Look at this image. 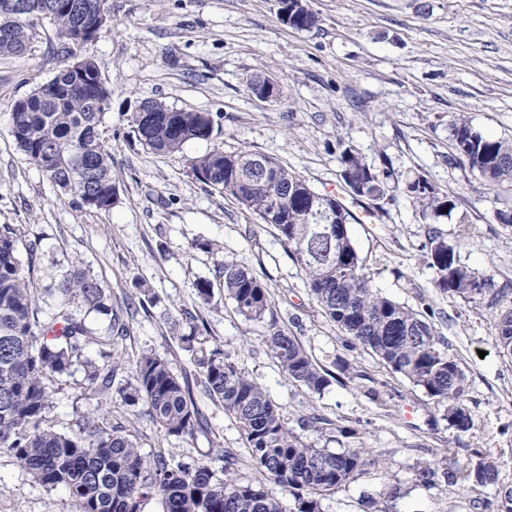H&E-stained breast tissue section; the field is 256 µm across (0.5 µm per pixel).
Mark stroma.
<instances>
[{
    "instance_id": "stroma-1",
    "label": "stroma",
    "mask_w": 512,
    "mask_h": 512,
    "mask_svg": "<svg viewBox=\"0 0 512 512\" xmlns=\"http://www.w3.org/2000/svg\"><path fill=\"white\" fill-rule=\"evenodd\" d=\"M306 4L319 19L309 30L283 22L278 0H107L112 26L89 48L112 90L102 132L117 200L107 212L60 196L9 133L15 101L58 66L56 29L43 21L31 55L0 58V225L40 239L30 276L41 307L57 305L56 282L80 268L101 282L114 309L132 310L115 387L130 379L144 350L198 385L182 339L200 318L207 350L235 355L290 424L321 418L350 428L337 442L305 433L316 447L362 448L377 460L328 497L323 512H380L393 487L401 490L396 512H484L487 489L421 486L414 471L448 457L471 466L487 459L512 486V358L497 349L493 310L440 292L424 255L427 230L437 228L455 244L460 266L512 289V224L495 217L512 213V186L489 185L455 162L448 138L449 117L462 113L484 136L512 140V0ZM257 74L278 82L277 99L249 92ZM145 101L210 113L212 140L189 142L172 156L144 150L128 135V117ZM340 138L375 166L390 163L404 182L427 176L453 209L422 211L404 188L378 202L354 199L340 177ZM216 146L274 156L339 198L354 217L350 233L374 287L426 314L463 369L468 431L450 428L442 406L372 354L347 349V336L317 306L276 230L196 179L191 160ZM228 256L265 285L271 306L263 321H244L225 298L217 270ZM203 280L211 283L206 301L197 289ZM273 327L297 336L326 369L349 361L358 378L318 394L289 382L264 343ZM81 379L77 370L51 387L47 417L57 432L71 433L80 415L96 409L82 398ZM371 388L378 399L369 398ZM195 399L210 432L190 441L165 438L146 410L133 415L116 404L111 411L132 417L143 455L187 460L233 451L241 479L292 508L288 491L256 472L223 406L200 393ZM0 512L78 507L63 489L32 485L0 452Z\"/></svg>"
}]
</instances>
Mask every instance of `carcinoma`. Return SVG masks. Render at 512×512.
Listing matches in <instances>:
<instances>
[{
  "instance_id": "1",
  "label": "carcinoma",
  "mask_w": 512,
  "mask_h": 512,
  "mask_svg": "<svg viewBox=\"0 0 512 512\" xmlns=\"http://www.w3.org/2000/svg\"><path fill=\"white\" fill-rule=\"evenodd\" d=\"M25 16L0 12V57L24 59L32 52L37 24L47 19L57 31L60 66L51 79L18 99L11 112L10 134L18 151L36 165L64 195L82 207L108 211L116 203L112 187V154L101 126L111 91L98 65L86 56L87 76L69 72L71 47L77 42L80 17L62 8L47 9L59 0H24ZM86 6V23L108 13L106 0H77ZM288 24L309 30L318 18L306 7L288 17ZM147 111L131 113L128 135L160 155H174L190 141H208L214 133L207 112L176 109L148 101ZM456 155L494 185H512V142L476 131L463 115L448 120ZM340 151L341 177L351 195L371 201L387 197L399 182L394 169L375 167L350 146ZM264 169L254 171L249 162ZM193 175L273 226L289 256L300 266L311 296L323 313L347 335L351 347L371 351L392 372L445 405L444 417L458 432L470 427L464 407V371L448 355L443 340L425 315L382 294L364 271L349 232L352 215L338 198L316 191L302 176L277 158L257 152H226L215 147L191 160ZM406 192L425 210L441 213L453 202L439 196L423 175L407 182ZM332 214L336 238L328 244L311 233L313 212ZM19 235L0 226V452L10 453L32 484L65 488L79 512H143L145 501L159 496L163 512H284L282 503L252 482L234 477L238 457L222 451L190 462L163 453L140 452L133 421L112 423L109 414L81 417L77 430L59 433L47 426L49 382L82 369L80 388L89 399L111 398L117 372L124 369L118 343L128 333L100 282L73 269L56 283L64 298L41 314L36 287L19 259ZM427 264L435 272V288L466 300L486 299L499 309L494 316L496 343L512 357V304L500 305L505 289L494 277H478L459 266L454 244L436 228L427 230ZM224 292L247 321H260L270 301L264 285L232 258L219 270ZM107 319L91 323L90 314ZM265 344L289 381L319 393L329 385V370L313 361L300 340L282 330L269 332ZM95 351L97 358L86 356ZM201 392L223 404L224 413L240 426L252 465L293 498L289 512H322V501L350 484L378 460L362 448L332 452L307 443L288 422L267 392L221 349L200 350L194 357ZM132 409L147 408L167 437L192 440L209 433L196 406L189 382L170 362L151 350L133 363L132 380L117 390ZM222 462L221 470L213 467ZM451 484L473 481L492 489L484 501L490 512H512V486L499 483L498 466L480 460L472 468L448 460V467L415 470V481L432 486L439 478Z\"/></svg>"
}]
</instances>
